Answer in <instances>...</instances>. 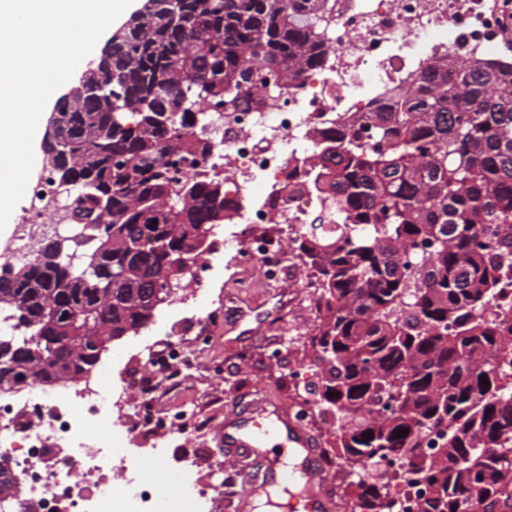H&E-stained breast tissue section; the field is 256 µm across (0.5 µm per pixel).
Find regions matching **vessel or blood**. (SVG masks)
Here are the masks:
<instances>
[{
    "mask_svg": "<svg viewBox=\"0 0 512 512\" xmlns=\"http://www.w3.org/2000/svg\"><path fill=\"white\" fill-rule=\"evenodd\" d=\"M216 435L243 463L244 489L235 512H254L255 501L270 488L290 486L298 489L291 512H334L314 436L280 402L260 391L233 400L216 423Z\"/></svg>",
    "mask_w": 512,
    "mask_h": 512,
    "instance_id": "b4317fda",
    "label": "vessel or blood"
}]
</instances>
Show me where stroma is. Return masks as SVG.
<instances>
[{"mask_svg": "<svg viewBox=\"0 0 512 512\" xmlns=\"http://www.w3.org/2000/svg\"><path fill=\"white\" fill-rule=\"evenodd\" d=\"M237 231V224L228 222L213 238L196 307L180 312L159 307L151 323L160 336L171 330L183 333L199 324L205 328L208 343L198 355L196 371L178 388L165 392L161 403L195 407L208 420L220 417L231 400L255 389L284 405H293L295 382L288 369L298 360L315 357L310 348L291 343L285 336L276 346H268L264 331L249 333L246 322L241 321V314L267 302L270 287L258 268H244L236 262L229 245ZM143 341V335L131 334L113 341L102 354L113 382L143 370L139 354ZM188 458L196 464L202 483L223 484L228 494L240 489L242 479L217 443L204 447L194 438H179L167 444L161 461L176 470Z\"/></svg>", "mask_w": 512, "mask_h": 512, "instance_id": "35a3bbf8", "label": "stroma"}]
</instances>
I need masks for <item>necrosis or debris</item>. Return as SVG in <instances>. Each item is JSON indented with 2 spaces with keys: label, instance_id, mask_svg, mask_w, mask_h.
Wrapping results in <instances>:
<instances>
[{
  "label": "necrosis or debris",
  "instance_id": "obj_1",
  "mask_svg": "<svg viewBox=\"0 0 512 512\" xmlns=\"http://www.w3.org/2000/svg\"><path fill=\"white\" fill-rule=\"evenodd\" d=\"M511 13L512 0H331L325 63L288 91L268 93L230 113L223 140L197 160V173H224L242 224L238 263H261L272 287L291 280L303 298H314L319 271L299 267L290 248L299 225L312 223L320 212L311 132L335 136L358 113L407 90L441 58L454 63L477 50L500 59ZM257 177L267 182L260 198L253 194ZM25 199L5 257L9 263L36 259L49 236L73 226L51 170L28 183ZM266 224L277 225L278 243L263 235ZM197 364L186 343L165 337L152 343L146 371L121 386L95 372L74 386L25 385L18 402L0 398V465L23 478L0 512H209L218 492L197 482L191 466L174 473L157 457L127 453L140 421L158 428L163 439L191 431L207 439L210 427L194 411L157 409L159 377L179 382ZM412 468L408 459L378 466L393 485L394 512H422L427 493L409 486Z\"/></svg>",
  "mask_w": 512,
  "mask_h": 512
}]
</instances>
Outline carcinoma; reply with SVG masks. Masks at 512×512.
<instances>
[{"label":"carcinoma","mask_w":512,"mask_h":512,"mask_svg":"<svg viewBox=\"0 0 512 512\" xmlns=\"http://www.w3.org/2000/svg\"><path fill=\"white\" fill-rule=\"evenodd\" d=\"M327 2L173 0L112 54L117 105L56 100L71 138L56 177L77 223L111 245L95 265L37 258L8 282L23 337L0 339V363L16 384L42 382L32 350L65 355L56 325L83 330L86 353L72 352L89 370L94 341L150 324L156 274L184 287L233 218L224 177L177 167L213 148L204 106L234 109L320 65ZM316 165L328 223L300 235L297 258L322 275L304 336L325 367L314 397L338 424L336 472L409 458L430 493L422 512H512V311L489 315L512 274V59L473 53L451 81L448 63L429 67ZM429 431L443 439L431 460ZM351 491L357 512H384L390 496L372 474Z\"/></svg>","instance_id":"cac0c4a2"}]
</instances>
